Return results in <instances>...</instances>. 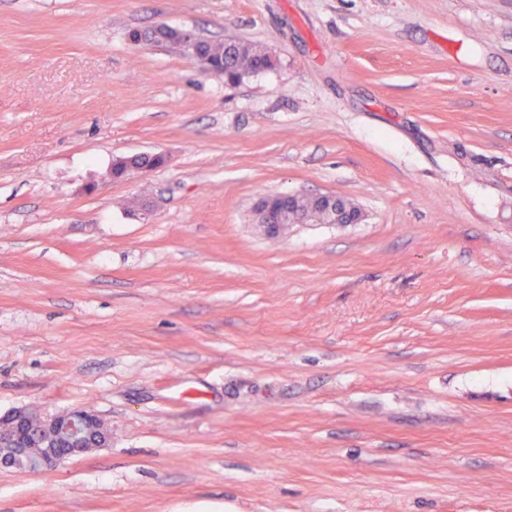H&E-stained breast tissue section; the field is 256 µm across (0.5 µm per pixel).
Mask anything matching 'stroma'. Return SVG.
I'll list each match as a JSON object with an SVG mask.
<instances>
[{
    "instance_id": "obj_1",
    "label": "stroma",
    "mask_w": 512,
    "mask_h": 512,
    "mask_svg": "<svg viewBox=\"0 0 512 512\" xmlns=\"http://www.w3.org/2000/svg\"><path fill=\"white\" fill-rule=\"evenodd\" d=\"M160 24L275 65L129 41ZM275 193L364 217L272 239ZM21 407L112 441L0 466V512H512V0H0ZM224 42L233 45L238 41L225 39ZM224 42L206 41L203 46L207 68L214 74L240 80L244 74L265 71L274 66L273 57L260 46L239 42L236 47L227 48ZM98 420V419H97ZM96 417L84 410H72L65 414L42 419V428L48 434L43 440L40 452L32 454L34 465L30 470L51 469L61 462L86 452L87 444L91 448H98L107 445L112 437L102 428ZM101 425L100 420H98ZM66 441L71 446L63 452L59 445Z\"/></svg>"
}]
</instances>
